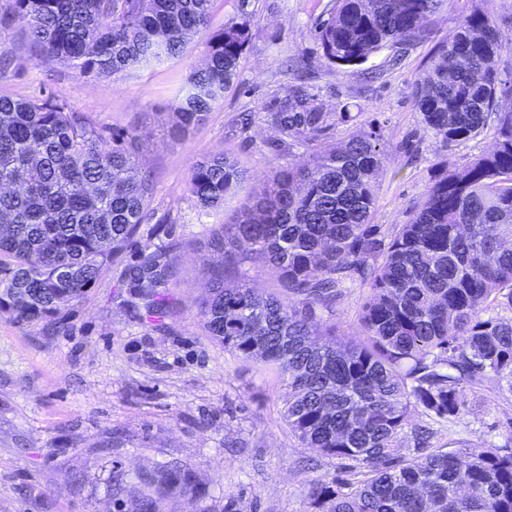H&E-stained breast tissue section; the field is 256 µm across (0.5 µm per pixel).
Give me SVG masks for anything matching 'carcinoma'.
Wrapping results in <instances>:
<instances>
[{"label":"carcinoma","instance_id":"carcinoma-1","mask_svg":"<svg viewBox=\"0 0 512 512\" xmlns=\"http://www.w3.org/2000/svg\"><path fill=\"white\" fill-rule=\"evenodd\" d=\"M214 0H11L5 28L25 23L28 55L0 51V73L57 62L109 76L175 57L197 36L206 60L190 69L170 135L199 125L224 96L248 42L247 25L209 29ZM442 0H334L317 29L324 56L363 62L388 45L417 42ZM512 47L489 9L459 23L414 85L425 134L444 146L475 139L504 94L497 60ZM358 115L324 112L302 88L268 113L278 147L308 159L278 167L221 225L208 247L221 256L199 304L204 330L224 349L288 380L284 417L309 448L363 468V479L315 483L316 512H512V452L430 446L412 413L457 417L469 387L512 384V111L490 150L459 168L437 164L412 218L386 231L371 223L379 177L390 163L379 124L344 139L328 134ZM138 136L104 134L55 97L0 95V299L21 321L48 320L80 300L124 250L153 196L136 163ZM245 173L222 154L197 163L189 188L206 208L224 204ZM267 269L265 293L245 263ZM173 269L158 251L129 270L151 299ZM359 281L362 338L334 322L338 289Z\"/></svg>","mask_w":512,"mask_h":512}]
</instances>
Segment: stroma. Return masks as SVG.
I'll list each match as a JSON object with an SVG mask.
<instances>
[{"label":"stroma","instance_id":"stroma-1","mask_svg":"<svg viewBox=\"0 0 512 512\" xmlns=\"http://www.w3.org/2000/svg\"><path fill=\"white\" fill-rule=\"evenodd\" d=\"M333 0H214L212 29L242 22L249 43L223 99L184 138L168 136L179 91L205 61L197 37L181 55L117 77L84 76L53 63L0 77V94L54 96L114 133L139 135V163L154 193L139 229L81 300L50 320L0 311V512H137L142 481L163 479L159 512H314V482L355 462L306 447L284 416L286 381L206 336L198 304L214 258L204 244L277 167L306 160L276 147L266 122L293 85L327 112L378 120L391 162L379 178L373 223H407L433 166H464L494 141L496 119L444 150L423 136L413 87L460 20L490 9L512 39V0H444L426 40L390 45L339 67L316 37ZM222 153L245 182L224 205L202 207L188 190L194 165ZM165 248L176 266L160 287L159 314L129 286L142 252ZM434 446L480 453L512 448V386L481 388Z\"/></svg>","mask_w":512,"mask_h":512}]
</instances>
